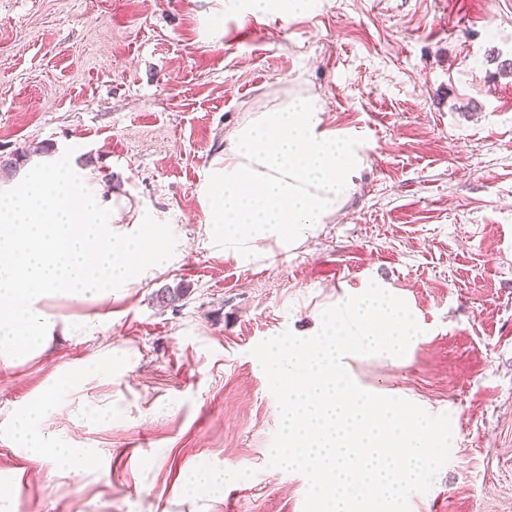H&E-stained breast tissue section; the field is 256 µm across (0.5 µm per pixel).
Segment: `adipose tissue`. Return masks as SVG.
I'll use <instances>...</instances> for the list:
<instances>
[{
  "label": "adipose tissue",
  "mask_w": 512,
  "mask_h": 512,
  "mask_svg": "<svg viewBox=\"0 0 512 512\" xmlns=\"http://www.w3.org/2000/svg\"><path fill=\"white\" fill-rule=\"evenodd\" d=\"M361 161L356 142L325 128L316 98L295 96L257 113L228 137L209 162L200 188L208 234L225 253L248 258L260 242L295 243L302 229L335 213L354 187ZM119 189L104 191L72 160H35L21 189L0 193V365L12 367L43 353L60 320L46 300L110 302L115 290L165 268L171 242L157 230L123 227ZM69 372L36 402L18 410L12 437L32 461L76 472L90 449L64 448L43 422L62 388L77 387Z\"/></svg>",
  "instance_id": "1"
}]
</instances>
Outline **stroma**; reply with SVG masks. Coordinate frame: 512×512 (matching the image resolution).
Wrapping results in <instances>:
<instances>
[{"mask_svg": "<svg viewBox=\"0 0 512 512\" xmlns=\"http://www.w3.org/2000/svg\"><path fill=\"white\" fill-rule=\"evenodd\" d=\"M223 2L216 29L206 0H0V191L14 154L71 158L175 247L109 303L47 301L68 337L0 370V512H303L306 478L269 465L280 413L251 350L314 335L372 281L423 332L347 370L451 422L411 512H512V0H310L294 18ZM290 95L318 97L364 167L302 243L241 262L208 235L199 187L229 135ZM163 288L187 295L166 305ZM96 356L111 371L44 421L94 463L31 461L13 411Z\"/></svg>", "mask_w": 512, "mask_h": 512, "instance_id": "obj_1", "label": "stroma"}]
</instances>
